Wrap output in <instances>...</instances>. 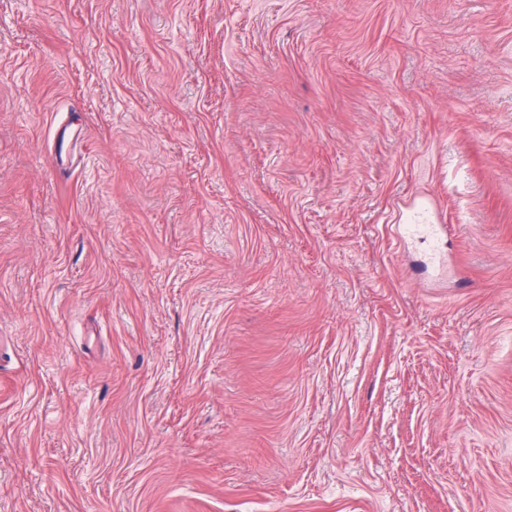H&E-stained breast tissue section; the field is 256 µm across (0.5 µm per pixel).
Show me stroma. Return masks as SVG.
<instances>
[{
    "label": "stroma",
    "mask_w": 512,
    "mask_h": 512,
    "mask_svg": "<svg viewBox=\"0 0 512 512\" xmlns=\"http://www.w3.org/2000/svg\"><path fill=\"white\" fill-rule=\"evenodd\" d=\"M0 512H512V0H0Z\"/></svg>",
    "instance_id": "stroma-1"
}]
</instances>
